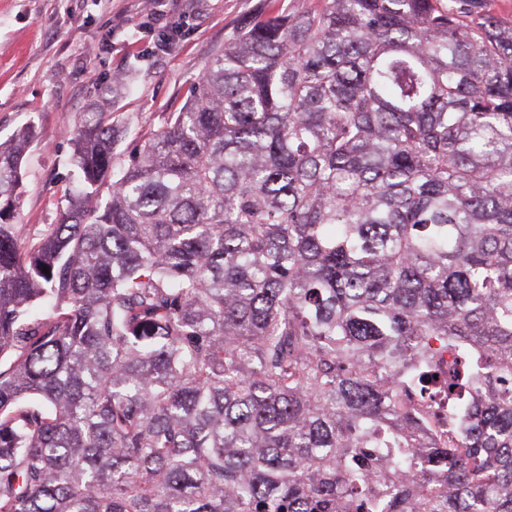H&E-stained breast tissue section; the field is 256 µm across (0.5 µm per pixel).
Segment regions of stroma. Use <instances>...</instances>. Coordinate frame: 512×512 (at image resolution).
I'll return each instance as SVG.
<instances>
[{"label":"stroma","mask_w":512,"mask_h":512,"mask_svg":"<svg viewBox=\"0 0 512 512\" xmlns=\"http://www.w3.org/2000/svg\"><path fill=\"white\" fill-rule=\"evenodd\" d=\"M263 0H0V140L24 125L21 234L57 223L80 113H111L125 161Z\"/></svg>","instance_id":"stroma-1"}]
</instances>
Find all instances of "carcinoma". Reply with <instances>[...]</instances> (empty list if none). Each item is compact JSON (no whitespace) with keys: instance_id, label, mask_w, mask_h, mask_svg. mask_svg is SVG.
<instances>
[{"instance_id":"1","label":"carcinoma","mask_w":512,"mask_h":512,"mask_svg":"<svg viewBox=\"0 0 512 512\" xmlns=\"http://www.w3.org/2000/svg\"><path fill=\"white\" fill-rule=\"evenodd\" d=\"M0 142V512H512V27L245 18L35 244ZM49 273L43 272V267ZM457 436L416 448L435 346Z\"/></svg>"}]
</instances>
